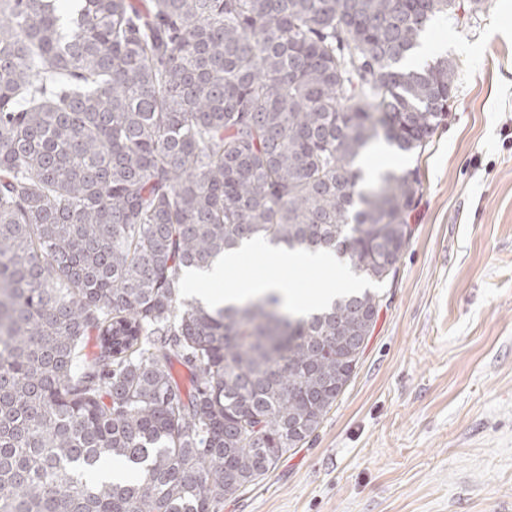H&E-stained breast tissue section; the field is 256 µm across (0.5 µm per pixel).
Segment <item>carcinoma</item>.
<instances>
[{
	"instance_id": "carcinoma-1",
	"label": "carcinoma",
	"mask_w": 512,
	"mask_h": 512,
	"mask_svg": "<svg viewBox=\"0 0 512 512\" xmlns=\"http://www.w3.org/2000/svg\"><path fill=\"white\" fill-rule=\"evenodd\" d=\"M461 8L0 0V512H222L310 441L420 190L353 163L447 119L455 63L407 60ZM247 242L332 252L365 286L306 316L189 297L188 271Z\"/></svg>"
}]
</instances>
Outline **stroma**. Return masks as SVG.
I'll return each mask as SVG.
<instances>
[{"instance_id": "stroma-1", "label": "stroma", "mask_w": 512, "mask_h": 512, "mask_svg": "<svg viewBox=\"0 0 512 512\" xmlns=\"http://www.w3.org/2000/svg\"><path fill=\"white\" fill-rule=\"evenodd\" d=\"M457 66L412 236L315 437L223 512H512V0L434 20Z\"/></svg>"}]
</instances>
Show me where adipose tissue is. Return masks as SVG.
<instances>
[{
    "label": "adipose tissue",
    "mask_w": 512,
    "mask_h": 512,
    "mask_svg": "<svg viewBox=\"0 0 512 512\" xmlns=\"http://www.w3.org/2000/svg\"><path fill=\"white\" fill-rule=\"evenodd\" d=\"M255 253L262 257L265 270L260 275L230 281L225 270L240 265L245 254ZM297 267L332 269L336 276L319 289L317 295L307 299L292 287L282 274ZM196 287L194 296L202 303L223 306L242 303L267 291H275L287 299L299 312H309L333 300L338 291L349 283V271L337 261L334 254L317 252H289L266 244H249L225 253L211 270L196 271L191 275Z\"/></svg>",
    "instance_id": "obj_1"
}]
</instances>
